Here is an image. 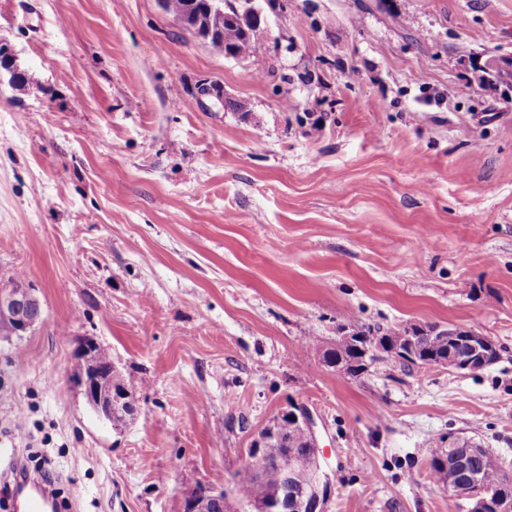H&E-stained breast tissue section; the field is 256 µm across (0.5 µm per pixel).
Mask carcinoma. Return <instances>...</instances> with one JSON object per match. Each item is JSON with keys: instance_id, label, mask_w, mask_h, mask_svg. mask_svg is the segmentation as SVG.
Here are the masks:
<instances>
[{"instance_id": "cac0c4a2", "label": "carcinoma", "mask_w": 512, "mask_h": 512, "mask_svg": "<svg viewBox=\"0 0 512 512\" xmlns=\"http://www.w3.org/2000/svg\"><path fill=\"white\" fill-rule=\"evenodd\" d=\"M204 2L205 0H167L165 9L174 17H185L190 22L192 15L200 12V7ZM260 33L261 29L257 27L245 32L240 27L226 22L224 31L206 38V41L214 53L226 57L249 59L260 69L263 66ZM397 331L396 327L356 326L348 329L351 335L357 337V340L353 342L328 348L323 345L320 337L311 335L307 339V346L323 352V358L330 366L340 360L348 364H358L361 362L359 346L365 344L369 336L375 332H380L384 336H395ZM418 346L432 356L448 352V330L441 329L436 325L431 326L429 331L421 334L418 338ZM111 364H113L112 354L107 348L94 342L88 343V349L83 355L82 369L91 373L100 371ZM274 426L284 434V437L289 439L292 447L281 448L277 454L263 451L258 454L253 452L248 454L247 461L235 474L234 484L238 497L245 501L255 494L259 482L257 474L260 472L269 478L266 496L271 499L280 497L287 499L292 494L301 492V485L298 482L288 487L274 480V476L280 468V456L282 455L291 456V467L299 476L306 475L315 467L314 451L305 447L301 426L286 412L277 419ZM470 474L476 475L479 482L492 493L512 495V479L504 474L498 457L489 450L465 461L452 450H442L431 458L430 475L437 482L447 481L450 475L465 480Z\"/></svg>"}]
</instances>
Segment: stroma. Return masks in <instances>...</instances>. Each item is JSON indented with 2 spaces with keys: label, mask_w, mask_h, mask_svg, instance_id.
Masks as SVG:
<instances>
[{
  "label": "stroma",
  "mask_w": 512,
  "mask_h": 512,
  "mask_svg": "<svg viewBox=\"0 0 512 512\" xmlns=\"http://www.w3.org/2000/svg\"><path fill=\"white\" fill-rule=\"evenodd\" d=\"M262 69L160 0H0V486L40 452L76 512H184L232 490L290 405L316 421L324 512H465L428 463L456 433L512 478V0H255ZM463 327L499 361L349 376L340 327ZM134 420L100 418L80 344ZM38 306V297L26 284L1 288L0 328L8 331L10 335L23 336L36 324V320L28 319L24 312ZM113 362L112 354L107 348L94 342H89L88 349L83 355V364L81 369L86 370L90 374H87L84 371L80 373L83 392L86 396L88 405L99 416L111 423L115 416L124 415V419L127 421L131 416L133 417L136 412V406H129L128 397L122 399L112 390L113 386L115 392L120 393V391H123L130 386L126 376L122 373L119 367L118 369L114 366ZM108 365H112V368L100 371ZM124 401L127 403L123 404ZM122 425V420L117 418L115 425L113 424L112 426L117 429Z\"/></svg>",
  "instance_id": "obj_1"
}]
</instances>
